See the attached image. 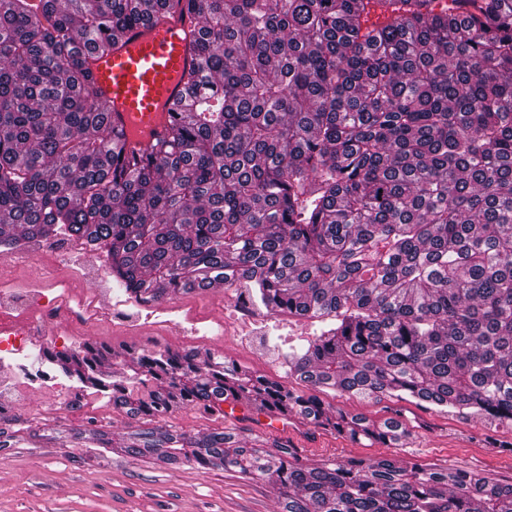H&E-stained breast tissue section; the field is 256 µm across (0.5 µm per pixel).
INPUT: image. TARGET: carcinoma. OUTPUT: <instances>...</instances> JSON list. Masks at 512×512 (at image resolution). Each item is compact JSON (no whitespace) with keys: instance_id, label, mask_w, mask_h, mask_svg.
Wrapping results in <instances>:
<instances>
[{"instance_id":"obj_1","label":"carcinoma","mask_w":512,"mask_h":512,"mask_svg":"<svg viewBox=\"0 0 512 512\" xmlns=\"http://www.w3.org/2000/svg\"><path fill=\"white\" fill-rule=\"evenodd\" d=\"M172 7L0 0V254L74 240L138 304L222 284L326 317L288 354L310 392L194 349L43 356L141 422L128 453L267 477L281 512H512V481L470 469L312 464L160 425L258 399L402 446L400 414H349L332 390L512 426V0H187L189 97L136 153L96 111L86 56Z\"/></svg>"}]
</instances>
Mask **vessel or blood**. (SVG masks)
Wrapping results in <instances>:
<instances>
[{
	"label": "vessel or blood",
	"instance_id": "vessel-or-blood-1",
	"mask_svg": "<svg viewBox=\"0 0 512 512\" xmlns=\"http://www.w3.org/2000/svg\"><path fill=\"white\" fill-rule=\"evenodd\" d=\"M194 17L181 9L124 30L104 55L91 56L93 98L111 126L122 130L129 147L147 152L163 138L172 102L186 91L185 78L196 64ZM224 417L256 421L259 430L287 431V421L231 399Z\"/></svg>",
	"mask_w": 512,
	"mask_h": 512
}]
</instances>
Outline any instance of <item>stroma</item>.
Segmentation results:
<instances>
[{
    "label": "stroma",
    "mask_w": 512,
    "mask_h": 512,
    "mask_svg": "<svg viewBox=\"0 0 512 512\" xmlns=\"http://www.w3.org/2000/svg\"><path fill=\"white\" fill-rule=\"evenodd\" d=\"M225 293L221 285L180 296L167 293L140 313L167 310L179 322L183 315L175 311L176 303L218 308ZM323 327L317 319L273 316L247 341L228 336L212 351L297 389L301 383L289 373L285 357L305 347ZM51 397L48 389L27 393L8 415V429L19 431L20 437L0 453V512H279L277 489L268 478H244L220 467L202 472L128 454L120 444L132 421L113 409L109 399L71 407L61 420L42 409ZM395 408L413 431L402 447L391 449L394 458L512 479V451L492 453L484 447L493 429L482 420L404 401ZM62 423L107 432L115 448L105 453L71 438L42 437V430ZM288 438L300 457L315 464L370 459L381 453L378 446L319 429L292 430Z\"/></svg>",
    "instance_id": "obj_1"
}]
</instances>
